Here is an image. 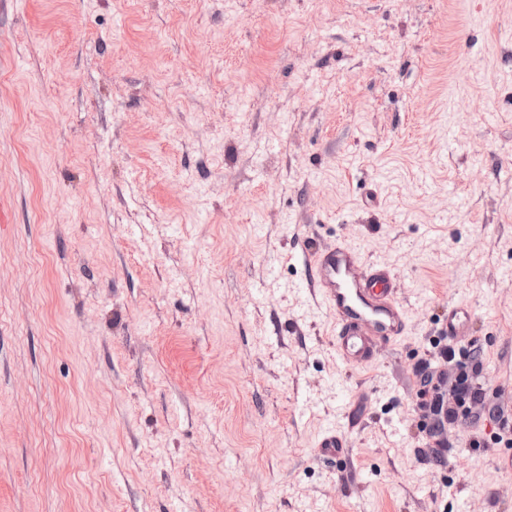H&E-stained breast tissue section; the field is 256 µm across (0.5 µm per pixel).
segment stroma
Segmentation results:
<instances>
[{
    "label": "stroma",
    "instance_id": "obj_1",
    "mask_svg": "<svg viewBox=\"0 0 512 512\" xmlns=\"http://www.w3.org/2000/svg\"><path fill=\"white\" fill-rule=\"evenodd\" d=\"M0 212V512H512L412 371L455 293L512 384V0H0ZM339 236L409 309L370 367L288 262ZM315 448H317L316 455L322 462L332 465L336 463L337 476H342L340 474L341 470L337 466L342 458H345L348 461L349 468L353 469L350 463L349 450L347 449L349 445L345 434L341 430L333 428L324 431L318 437Z\"/></svg>",
    "mask_w": 512,
    "mask_h": 512
}]
</instances>
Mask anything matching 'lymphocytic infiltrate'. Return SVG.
Listing matches in <instances>:
<instances>
[{
    "label": "lymphocytic infiltrate",
    "instance_id": "obj_1",
    "mask_svg": "<svg viewBox=\"0 0 512 512\" xmlns=\"http://www.w3.org/2000/svg\"><path fill=\"white\" fill-rule=\"evenodd\" d=\"M427 357L414 368L419 417V455L434 465L447 460L450 448L456 447L458 433L471 427L469 445L480 449L500 443L512 435V392L487 389L481 380L484 355L478 347L464 348L432 337ZM493 422L495 429L483 435L478 425Z\"/></svg>",
    "mask_w": 512,
    "mask_h": 512
}]
</instances>
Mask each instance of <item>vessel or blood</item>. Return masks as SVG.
<instances>
[{"label":"vessel or blood","instance_id":"obj_1","mask_svg":"<svg viewBox=\"0 0 512 512\" xmlns=\"http://www.w3.org/2000/svg\"><path fill=\"white\" fill-rule=\"evenodd\" d=\"M288 259L304 268L314 307L331 317L335 355L342 366H371L386 346L405 335L408 309L400 298L397 275L386 264L366 261L359 246L342 239L326 245L310 240ZM476 319L467 300L449 299L438 333L454 344L471 346ZM316 455L328 464L348 457L345 434L334 428L324 431Z\"/></svg>","mask_w":512,"mask_h":512}]
</instances>
